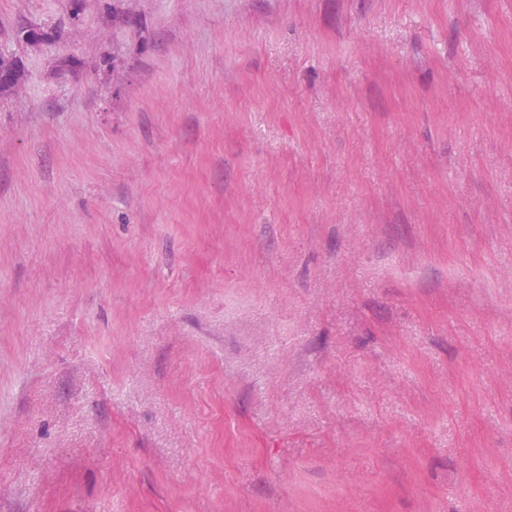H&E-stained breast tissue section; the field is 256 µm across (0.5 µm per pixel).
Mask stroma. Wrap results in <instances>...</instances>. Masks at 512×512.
Returning <instances> with one entry per match:
<instances>
[{
	"label": "stroma",
	"instance_id": "1",
	"mask_svg": "<svg viewBox=\"0 0 512 512\" xmlns=\"http://www.w3.org/2000/svg\"><path fill=\"white\" fill-rule=\"evenodd\" d=\"M0 53V512H512V0H0Z\"/></svg>",
	"mask_w": 512,
	"mask_h": 512
}]
</instances>
